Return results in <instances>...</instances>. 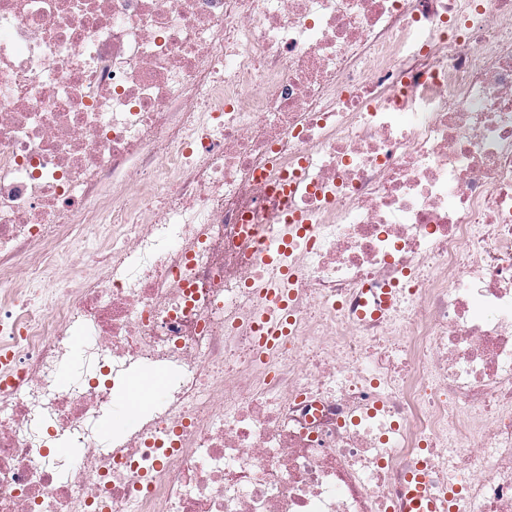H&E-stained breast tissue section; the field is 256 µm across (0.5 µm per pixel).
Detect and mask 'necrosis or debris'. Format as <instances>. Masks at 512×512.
<instances>
[{"instance_id": "obj_1", "label": "necrosis or debris", "mask_w": 512, "mask_h": 512, "mask_svg": "<svg viewBox=\"0 0 512 512\" xmlns=\"http://www.w3.org/2000/svg\"><path fill=\"white\" fill-rule=\"evenodd\" d=\"M1 354L0 512H512V0H0ZM301 224H279L275 235L266 238L262 245V255L266 260L275 264L277 255L293 238L295 231H300ZM426 501L427 511L422 512H446L455 511V506L450 503L453 501L452 498L448 497V500L444 501L437 495H434L429 488V479L427 467L422 463L414 467L408 477V485L404 492L403 509L411 510L417 509L422 506V501ZM409 501V505L406 502ZM448 501V509H447Z\"/></svg>"}]
</instances>
